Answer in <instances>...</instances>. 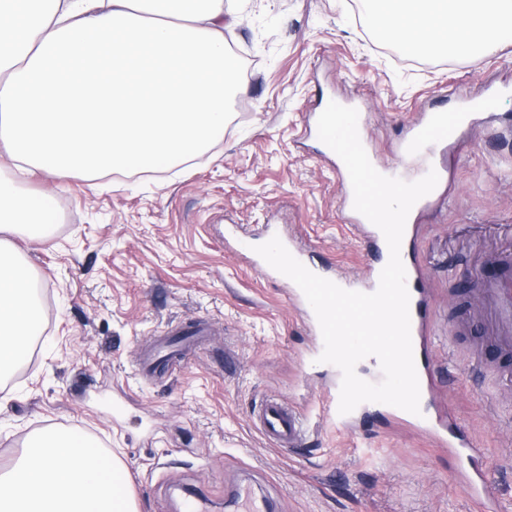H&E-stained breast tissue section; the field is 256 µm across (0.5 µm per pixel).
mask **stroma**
<instances>
[{
	"mask_svg": "<svg viewBox=\"0 0 512 512\" xmlns=\"http://www.w3.org/2000/svg\"><path fill=\"white\" fill-rule=\"evenodd\" d=\"M224 41L245 68L224 132L202 154L152 171L52 176L56 211L42 245L14 237L43 295L40 342L0 381V470L37 430L76 426L127 469L137 512H237L246 487L272 512H476L458 457L416 429L418 416L362 403L351 427L326 411L340 370L317 362L288 279L230 229L296 238L306 259L347 280L380 260L344 219L342 181L305 124L321 99L353 107L376 168L442 175L413 221L410 252L431 296L423 414L453 417L484 449L489 490L512 512V389L469 368L479 333L451 341L512 246V35L482 55H407L350 0H231ZM495 106L406 165L420 113ZM204 322L208 335L170 337ZM303 419L306 449L275 446L255 414L265 398ZM421 413V414H422Z\"/></svg>",
	"mask_w": 512,
	"mask_h": 512,
	"instance_id": "obj_1",
	"label": "stroma"
}]
</instances>
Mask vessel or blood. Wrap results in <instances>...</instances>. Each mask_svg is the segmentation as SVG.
<instances>
[{"instance_id": "vessel-or-blood-1", "label": "vessel or blood", "mask_w": 512, "mask_h": 512, "mask_svg": "<svg viewBox=\"0 0 512 512\" xmlns=\"http://www.w3.org/2000/svg\"><path fill=\"white\" fill-rule=\"evenodd\" d=\"M473 118L469 112H428L415 123L412 134L405 144V153L411 154L428 143L445 144L453 140L458 131ZM352 186H345L342 206L348 223L355 233L366 241L385 245L383 233L353 207ZM496 267L494 277L478 280L474 293L479 302V316L486 341L503 355H512V250L495 252L490 257ZM410 295V327L414 352L425 349V340L430 323V304L424 289L413 288ZM470 364L480 372H492L495 379L506 386L512 385V366L488 365L480 351H472ZM257 422L266 437L279 447L295 449L305 440L303 421L279 399H266L256 415ZM427 436L436 447L455 452L465 464L459 477L471 499L481 512H495L496 506L490 495L485 454L483 449L473 447L468 436L448 433L446 425L439 424L427 429Z\"/></svg>"}]
</instances>
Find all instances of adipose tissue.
Masks as SVG:
<instances>
[{"mask_svg": "<svg viewBox=\"0 0 512 512\" xmlns=\"http://www.w3.org/2000/svg\"><path fill=\"white\" fill-rule=\"evenodd\" d=\"M371 21L402 52L495 50L512 0H376ZM239 83L224 46V0H0V373L42 323L36 274L15 235L39 242L47 199L21 176L153 170L223 132ZM122 463L76 427L35 432L0 473V512H135L115 490Z\"/></svg>", "mask_w": 512, "mask_h": 512, "instance_id": "obj_1", "label": "adipose tissue"}]
</instances>
